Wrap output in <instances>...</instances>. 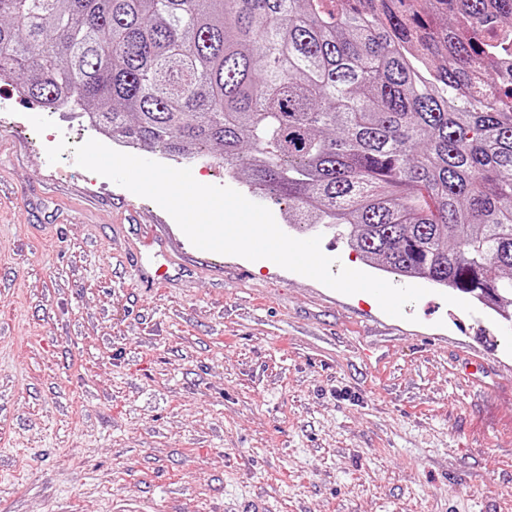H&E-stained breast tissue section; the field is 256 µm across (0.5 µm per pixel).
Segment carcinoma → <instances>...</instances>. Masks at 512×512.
<instances>
[{
    "label": "carcinoma",
    "mask_w": 512,
    "mask_h": 512,
    "mask_svg": "<svg viewBox=\"0 0 512 512\" xmlns=\"http://www.w3.org/2000/svg\"><path fill=\"white\" fill-rule=\"evenodd\" d=\"M3 78L512 309V0H0Z\"/></svg>",
    "instance_id": "cac0c4a2"
}]
</instances>
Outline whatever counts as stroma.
Listing matches in <instances>:
<instances>
[{"instance_id":"stroma-1","label":"stroma","mask_w":512,"mask_h":512,"mask_svg":"<svg viewBox=\"0 0 512 512\" xmlns=\"http://www.w3.org/2000/svg\"><path fill=\"white\" fill-rule=\"evenodd\" d=\"M0 512H512V323L196 248L0 82ZM180 250L143 288L131 247Z\"/></svg>"}]
</instances>
